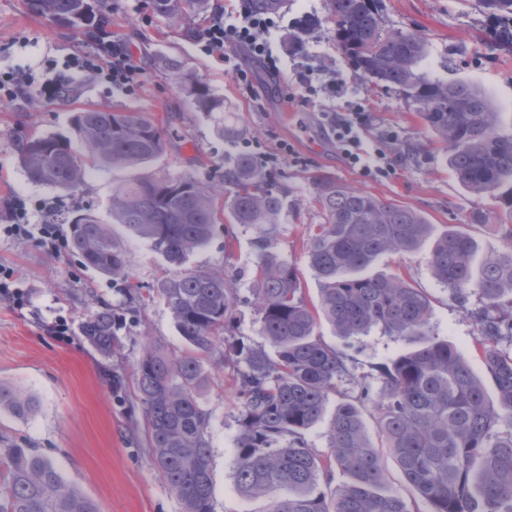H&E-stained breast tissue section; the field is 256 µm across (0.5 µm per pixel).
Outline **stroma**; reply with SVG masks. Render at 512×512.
Instances as JSON below:
<instances>
[{"instance_id": "stroma-1", "label": "stroma", "mask_w": 512, "mask_h": 512, "mask_svg": "<svg viewBox=\"0 0 512 512\" xmlns=\"http://www.w3.org/2000/svg\"><path fill=\"white\" fill-rule=\"evenodd\" d=\"M146 0H99L103 19L130 48L139 68L140 86L128 95L86 74L74 75L67 94L54 99L35 89L20 90L0 102V209L13 195L56 203L60 215L82 210L111 227L127 252L131 282L156 287L172 273L150 245L112 221V187L126 178L123 170L86 169L84 182L65 193L29 180L18 160L20 145L35 134H71L75 112L101 108L140 112L163 129L164 153L144 167L155 178L192 177L220 181L224 166L242 154L256 158L287 195L274 237L281 258L297 268L306 295L316 299L318 281L308 262L307 242L324 216L314 200L310 176L320 171L336 182L396 201L421 212L432 224H462L477 241L480 254L512 248V228L503 226L497 204L463 189L448 168L444 150L410 109L398 90L372 84L349 67L326 21V0H286L279 5V28L272 35L282 59L279 74L252 63L254 91L246 93L221 62L200 55L194 43L197 22L176 23L154 15L144 26ZM383 25L389 30L421 33L427 54L421 72L451 81L466 80L484 89L500 113L502 133H512V48L501 46L495 23L478 0H381ZM305 17L317 26L305 35V49H288V35ZM84 32L32 13L26 0H0V70L42 74L47 61L64 60L87 46ZM175 58L184 70L206 82L224 101V109L197 111L182 92L177 76L164 67ZM363 109L369 122L366 141H381L392 164L389 174L367 177L349 166L326 135L324 113ZM235 128L225 136L218 125ZM292 154H284L283 145ZM489 223L474 224L475 210ZM253 228L230 225L228 233L189 256L191 268H222L238 283L236 336L262 341L259 315L250 303L259 254ZM430 247L405 254H385L375 268L405 270L414 287L431 299L435 333L451 342L476 375H484L473 347L476 326L433 278ZM0 268L13 271L15 290L0 291V383L31 394L37 408L24 419L0 413V448L33 447L50 457L66 481L93 499L100 512H182L177 495L161 480L151 460L143 409L135 388V369L145 340L170 350L182 349L172 316L161 299L127 314L121 346L112 359L100 357L83 340L79 323L100 302L119 304L110 278L86 268L67 244L50 250L32 239L0 231ZM356 360L353 379L339 381L328 410L358 396L371 366L406 350L404 341L380 331L351 338ZM124 375L113 389L106 372ZM202 404L210 414L215 512H262L263 500L241 497L235 486L239 395L230 370L209 371Z\"/></svg>"}]
</instances>
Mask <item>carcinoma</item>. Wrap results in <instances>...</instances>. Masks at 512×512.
I'll return each mask as SVG.
<instances>
[{
	"instance_id": "carcinoma-1",
	"label": "carcinoma",
	"mask_w": 512,
	"mask_h": 512,
	"mask_svg": "<svg viewBox=\"0 0 512 512\" xmlns=\"http://www.w3.org/2000/svg\"><path fill=\"white\" fill-rule=\"evenodd\" d=\"M98 0H27L59 24L99 30ZM154 12L176 22L202 13L206 0H150ZM503 21L499 42L512 47V0H479ZM379 0H328V20L345 62L377 86L395 88L433 132L448 167L471 193L488 195L512 223V135L500 132L499 112L476 84L431 77L418 70L424 36L386 30ZM183 93L200 112L224 111V100L193 75L180 76ZM77 142L36 135L19 149L29 179L71 191L88 163L143 168L162 155L165 136L140 112L81 110ZM315 201L325 217L310 235L307 253L318 282L309 301L298 270L273 250L285 207L283 191L250 155L224 167V182L132 175L112 192V220L149 243L175 272L155 292L170 310L183 341L178 353L150 342L136 371L152 462L178 496L182 512H214L210 415L201 397L206 365L232 369L240 397L235 484L263 512H413L392 491L383 464L386 448L425 512H512V250L476 262L467 232L430 224L419 212L315 172ZM224 218L256 229L259 260L252 303L264 342L235 338L238 293L222 270L185 267L190 254L216 234V202ZM69 246L83 263L122 283L130 312L146 305L129 282L127 256L110 228L90 214L70 220ZM432 241L430 268L450 298L475 321V347L496 390L484 383L456 347L432 332L427 295L400 272L369 273L385 253H407ZM481 306L471 307V296ZM328 321L344 340L374 329L411 349L372 366L380 383L375 444L362 401L343 400L331 419L330 449L318 454L305 435L323 419L336 381L351 374L354 358L317 335ZM123 315L104 303L85 315L80 333L101 356L116 350ZM36 408L21 389L0 384V412L19 418ZM511 428L503 431L502 424ZM346 481L332 486L335 472ZM0 512H100L64 480L36 448L0 449Z\"/></svg>"
}]
</instances>
